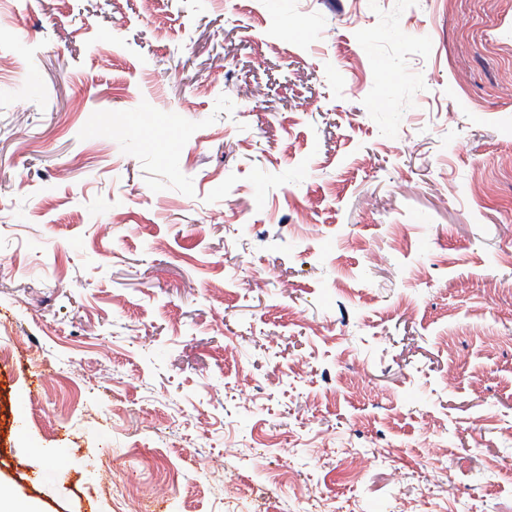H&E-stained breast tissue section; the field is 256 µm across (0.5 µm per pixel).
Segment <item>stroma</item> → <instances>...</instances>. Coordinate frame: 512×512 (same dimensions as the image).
I'll return each mask as SVG.
<instances>
[{
  "instance_id": "stroma-1",
  "label": "stroma",
  "mask_w": 512,
  "mask_h": 512,
  "mask_svg": "<svg viewBox=\"0 0 512 512\" xmlns=\"http://www.w3.org/2000/svg\"><path fill=\"white\" fill-rule=\"evenodd\" d=\"M0 9L1 483L512 512V0Z\"/></svg>"
}]
</instances>
